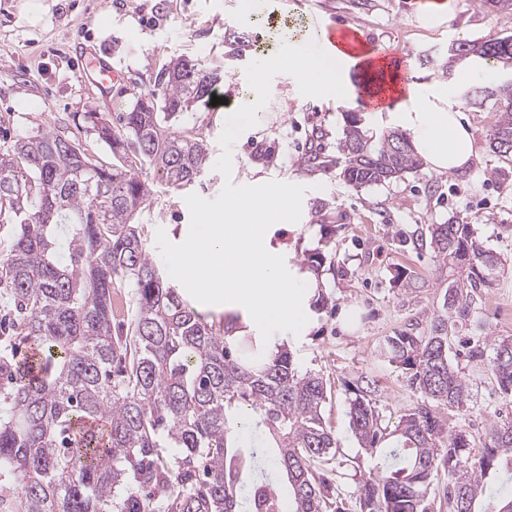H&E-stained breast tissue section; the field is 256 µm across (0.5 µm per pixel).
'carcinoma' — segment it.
I'll list each match as a JSON object with an SVG mask.
<instances>
[{"label": "carcinoma", "mask_w": 512, "mask_h": 512, "mask_svg": "<svg viewBox=\"0 0 512 512\" xmlns=\"http://www.w3.org/2000/svg\"><path fill=\"white\" fill-rule=\"evenodd\" d=\"M460 57L512 61V38L461 41ZM224 69L172 58L157 75L159 95L140 96L121 113L120 129L97 119L100 139L121 156L132 150L171 187L196 182L210 164L206 142L173 128L176 117L206 104ZM494 102L489 148L512 157V85L471 88ZM349 121L341 151L345 181L381 184L422 166L410 138L388 131L375 141ZM151 187L130 170L98 164L54 131L18 140L0 156V214L20 219L0 265L14 335L0 349V474L20 491L10 512H341L317 467L334 459L323 377L300 373L291 351L240 334L229 321H207L165 280L142 243L136 213ZM68 225L63 237L57 226ZM439 269L465 270L448 286L445 313L430 335L400 331L380 356L413 371L423 401L394 424L377 410L370 388L351 390L349 427L380 456L379 472L359 486V512H428L433 477L448 472L450 512H503L512 505V422L494 425L483 452L444 432L443 412L467 405L470 388L448 356L453 315L467 312L480 288L495 285L500 261L469 224H432ZM134 288L131 332H112V288ZM29 354L16 357V342ZM490 372L512 396V340L492 344ZM249 407L266 439L243 438Z\"/></svg>", "instance_id": "carcinoma-1"}]
</instances>
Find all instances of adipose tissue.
<instances>
[{
  "label": "adipose tissue",
  "instance_id": "ef3b65f1",
  "mask_svg": "<svg viewBox=\"0 0 512 512\" xmlns=\"http://www.w3.org/2000/svg\"><path fill=\"white\" fill-rule=\"evenodd\" d=\"M346 53L339 44L307 36L290 63L297 69L333 80L343 75ZM398 126L411 136L412 145L427 166L437 172L466 168L475 155L472 138L461 120L458 105L448 94L418 95L406 111L395 113Z\"/></svg>",
  "mask_w": 512,
  "mask_h": 512
}]
</instances>
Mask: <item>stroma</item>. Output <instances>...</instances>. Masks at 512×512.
<instances>
[{"label": "stroma", "instance_id": "1", "mask_svg": "<svg viewBox=\"0 0 512 512\" xmlns=\"http://www.w3.org/2000/svg\"><path fill=\"white\" fill-rule=\"evenodd\" d=\"M28 0H0V153L21 137L47 130L64 135L100 164H115L110 147L98 137L89 112L117 123L143 94L158 90L157 74L171 58L183 56L204 67L224 66L218 86L225 97L219 111L198 105L181 115L176 128L202 133L211 159L226 116L256 95L252 82L261 57H287L316 25L349 23L368 35L377 50L391 49L408 62V83L418 92L447 86L462 103L477 157L465 171H418L362 188L342 175L340 142L346 109L373 133L392 129L388 111L368 112L361 105L358 67L345 76L338 98L303 96L296 80L280 74L259 121L233 147L230 177L208 170L182 189L167 185L148 164L129 158L132 171L148 181L152 194L134 222L150 252L156 232L171 242L185 240L190 212L185 198L215 199L225 182L259 185L272 180L306 186L302 224H276L272 247L281 249L289 271L304 260L323 256L322 288L328 302L313 313L300 335L276 333L287 341L300 370L320 374L327 383L323 408L336 436V455L319 473L343 512H358L357 490L375 472L377 459L349 431L350 387L376 383L378 410L395 420L420 403L409 386L411 373L380 358L378 348L395 332L425 336L441 313L449 282L460 280L454 268H439L421 234L431 224L471 225L482 245L502 262L493 288L482 292L468 318L450 334V355L470 386L466 408L447 415L446 428L483 438L495 424L512 422V399L500 393L484 360L468 357L471 322L483 325L489 339H512V162L494 154L489 138L496 120L492 103H467L464 71L478 66L472 57L452 75L437 73L427 59L445 53L450 42L512 38V10L478 0H269L264 14L250 13L246 0H39L31 14ZM247 45L243 59L228 58L233 41ZM86 44L124 67L128 83L112 102L95 105L78 79L79 59L72 45ZM415 287H407L406 279Z\"/></svg>", "mask_w": 512, "mask_h": 512}]
</instances>
